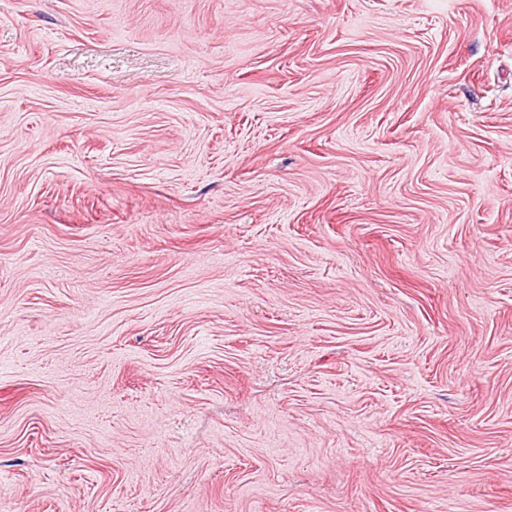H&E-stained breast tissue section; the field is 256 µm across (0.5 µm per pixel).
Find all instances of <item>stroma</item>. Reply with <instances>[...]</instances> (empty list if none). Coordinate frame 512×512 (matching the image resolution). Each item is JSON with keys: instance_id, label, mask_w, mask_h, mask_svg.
Returning a JSON list of instances; mask_svg holds the SVG:
<instances>
[{"instance_id": "35a3bbf8", "label": "stroma", "mask_w": 512, "mask_h": 512, "mask_svg": "<svg viewBox=\"0 0 512 512\" xmlns=\"http://www.w3.org/2000/svg\"><path fill=\"white\" fill-rule=\"evenodd\" d=\"M0 512H512V0H0Z\"/></svg>"}]
</instances>
